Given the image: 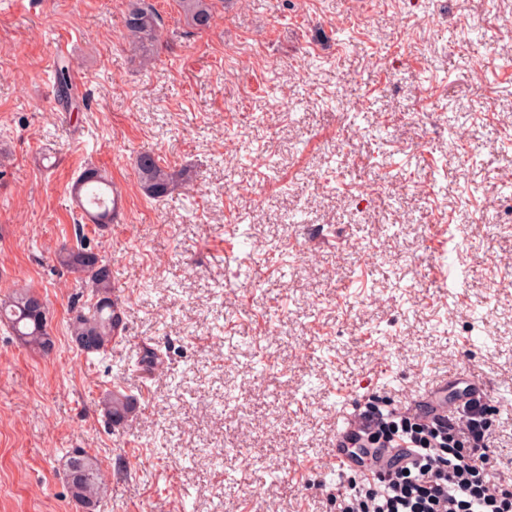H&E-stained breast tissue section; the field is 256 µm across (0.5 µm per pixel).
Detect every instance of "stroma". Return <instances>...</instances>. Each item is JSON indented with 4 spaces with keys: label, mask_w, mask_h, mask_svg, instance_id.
<instances>
[{
    "label": "stroma",
    "mask_w": 512,
    "mask_h": 512,
    "mask_svg": "<svg viewBox=\"0 0 512 512\" xmlns=\"http://www.w3.org/2000/svg\"><path fill=\"white\" fill-rule=\"evenodd\" d=\"M150 66L126 0H0V297L46 303L55 348L0 322V512H76L75 451L109 482L97 512H329L336 419L479 379L512 476V0H176ZM83 112L58 103L57 39ZM386 129L383 143L371 131ZM152 151L189 180L138 185ZM124 189L84 222V168ZM111 266L127 329L88 356L56 250ZM162 361L132 368L145 347ZM136 395L130 427L98 401ZM188 27L203 31L212 25L215 15L213 0H177Z\"/></svg>",
    "instance_id": "stroma-1"
}]
</instances>
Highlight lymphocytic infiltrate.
<instances>
[{
    "label": "lymphocytic infiltrate",
    "mask_w": 512,
    "mask_h": 512,
    "mask_svg": "<svg viewBox=\"0 0 512 512\" xmlns=\"http://www.w3.org/2000/svg\"><path fill=\"white\" fill-rule=\"evenodd\" d=\"M496 414L472 392L430 421L368 397L349 440L354 464L329 499L334 512H512V480L495 474Z\"/></svg>",
    "instance_id": "1"
}]
</instances>
